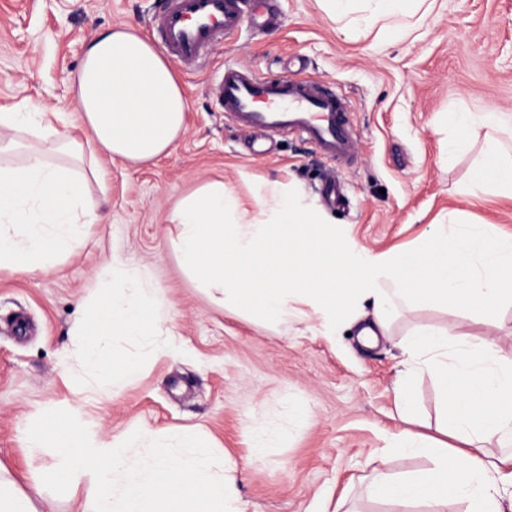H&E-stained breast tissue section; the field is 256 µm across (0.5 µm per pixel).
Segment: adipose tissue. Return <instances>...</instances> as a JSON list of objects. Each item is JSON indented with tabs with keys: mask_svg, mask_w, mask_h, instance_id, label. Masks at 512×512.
<instances>
[{
	"mask_svg": "<svg viewBox=\"0 0 512 512\" xmlns=\"http://www.w3.org/2000/svg\"><path fill=\"white\" fill-rule=\"evenodd\" d=\"M76 119L85 138L55 127L48 113H0V270L51 273L57 258L79 248L87 226L101 219L86 203L89 182L106 187L98 151L134 163L168 154L186 124L187 101L175 69L134 27L108 30L86 47L75 81ZM448 125L464 146L467 132L485 128L480 161L468 192L512 197V158H506L493 112H452ZM32 142H23L21 133ZM173 240L185 269L223 295L225 304L263 319L313 312L321 334L336 333L349 311L368 310L363 343L387 332L399 307L463 305L486 314L512 301V237L498 225H466L456 219L412 249L377 254L349 239L315 203L278 185L246 208L223 181L202 183L169 214ZM124 268L102 273L95 301L81 323L84 358L112 384L137 378L136 363L115 362L111 336L152 341L162 328L164 299L158 289L125 292ZM407 372L396 406L413 420L411 374L425 369L439 382L440 437L412 431L398 439L403 453L434 459L428 471L397 477L377 470L372 496L402 508L411 503L444 512L453 500L467 512H504L512 489V356L479 339L459 340L452 326L419 327L401 344ZM460 440L449 447L447 438ZM494 441L510 455L479 458L472 445Z\"/></svg>",
	"mask_w": 512,
	"mask_h": 512,
	"instance_id": "ef3b65f1",
	"label": "adipose tissue"
}]
</instances>
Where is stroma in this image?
Returning a JSON list of instances; mask_svg holds the SVG:
<instances>
[{"label": "stroma", "mask_w": 512, "mask_h": 512, "mask_svg": "<svg viewBox=\"0 0 512 512\" xmlns=\"http://www.w3.org/2000/svg\"><path fill=\"white\" fill-rule=\"evenodd\" d=\"M163 5L0 0V113L27 99L73 118L72 79L85 45L124 25L156 40ZM245 9L250 24L196 68H177L188 110L172 152L141 166L99 154L109 190L89 186L103 220L87 228L83 245L47 275L0 271V478L29 494L37 512H82L89 494L84 480L61 496L37 485L51 451L25 448L21 430L50 409L70 411L104 438L198 431L216 456L236 462L239 512H393L369 495L370 478L378 468H428L429 460L395 445L407 429L435 434L438 411L437 381L423 372L412 377L414 422L400 417L401 340L415 327L449 323L463 338L512 352V303L486 317L466 307L407 308L370 348L353 325L324 336L309 319L257 322L210 301L181 268L167 222L178 198L220 179L244 200L266 182L296 185L376 253L418 245L452 215L512 236V198L465 193L484 128L470 130L465 149L448 151L451 112H500L512 124V0H431L422 19L392 38L365 2L339 21L319 0H248ZM228 62L269 79L291 72L337 88L350 103L356 162L323 158L293 134L251 142L212 92ZM116 254L128 287L159 288L165 309L153 343L113 339L115 358L137 359L141 372L110 388L83 364L77 323ZM296 406L306 408L303 419H295ZM256 424L280 436L258 459Z\"/></svg>", "instance_id": "1"}]
</instances>
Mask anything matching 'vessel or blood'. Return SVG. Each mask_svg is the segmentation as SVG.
Returning <instances> with one entry per match:
<instances>
[{
	"label": "vessel or blood",
	"mask_w": 512,
	"mask_h": 512,
	"mask_svg": "<svg viewBox=\"0 0 512 512\" xmlns=\"http://www.w3.org/2000/svg\"><path fill=\"white\" fill-rule=\"evenodd\" d=\"M248 20L242 0H166L157 34L171 57L191 68ZM213 92L226 117L253 140L282 131L337 162H351L357 154L349 103L333 87L288 76L271 81L249 68L228 65Z\"/></svg>",
	"instance_id": "1"
}]
</instances>
